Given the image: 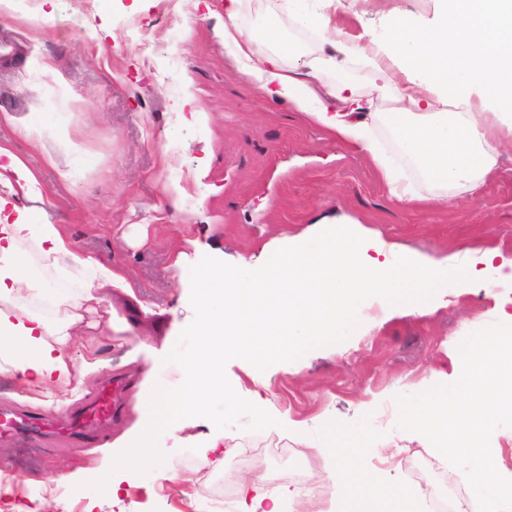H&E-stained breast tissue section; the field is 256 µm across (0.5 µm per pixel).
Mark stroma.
<instances>
[{"instance_id":"1","label":"stroma","mask_w":512,"mask_h":512,"mask_svg":"<svg viewBox=\"0 0 512 512\" xmlns=\"http://www.w3.org/2000/svg\"><path fill=\"white\" fill-rule=\"evenodd\" d=\"M394 8L422 24L434 17L433 0H341L336 18L354 35L366 27L379 32ZM238 21L252 31L273 25L295 39L287 66L321 58L318 93L343 80L374 111L396 108L394 89H381L369 65L339 69L324 61L321 42L304 36L286 0H241ZM223 31L217 0L0 4V147L37 179L28 195L0 186V198L33 223L64 225L77 246L121 268L135 290L112 289L107 308L85 314L88 324L114 317L118 329L101 338L106 366L84 381L81 395L114 376L129 377L133 392L146 379L166 387L182 382L181 367L165 357L193 317L183 270L206 255L234 266L255 263L279 242L330 225L435 259L462 246L512 255V148L482 197L454 194L444 211L399 208L368 155L257 90L225 47ZM41 117L52 123L40 141L20 135ZM69 140L90 166L72 168ZM170 188L182 191L176 216ZM506 298L508 286L444 288L426 313L412 314L372 297L359 307L356 335L263 373L234 359L226 375L247 395L266 375L271 403L291 420L327 416L345 430L367 428L373 447L391 448L401 436L397 396L452 373L475 320L497 322ZM214 430L201 420L164 432V462L142 484L122 485L115 501L69 478L78 464L100 459L104 443L3 442L0 499L44 512L49 481L55 512H213L211 479L228 472L251 478L258 494L290 487L335 498L324 459L284 430L227 428L223 461L202 466L198 447ZM398 460L395 479L424 493L418 512H433L442 485L455 503L469 502L463 470L416 444Z\"/></svg>"}]
</instances>
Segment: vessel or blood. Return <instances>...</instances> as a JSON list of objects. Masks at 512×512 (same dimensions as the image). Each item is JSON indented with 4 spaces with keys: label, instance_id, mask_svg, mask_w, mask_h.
<instances>
[{
    "label": "vessel or blood",
    "instance_id": "b4317fda",
    "mask_svg": "<svg viewBox=\"0 0 512 512\" xmlns=\"http://www.w3.org/2000/svg\"><path fill=\"white\" fill-rule=\"evenodd\" d=\"M121 381L104 384L82 404L62 416H50L21 409H0V439H30L53 435L71 441H85L91 430L105 432L116 418L121 404Z\"/></svg>",
    "mask_w": 512,
    "mask_h": 512
}]
</instances>
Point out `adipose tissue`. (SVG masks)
<instances>
[{"instance_id":"adipose-tissue-1","label":"adipose tissue","mask_w":512,"mask_h":512,"mask_svg":"<svg viewBox=\"0 0 512 512\" xmlns=\"http://www.w3.org/2000/svg\"><path fill=\"white\" fill-rule=\"evenodd\" d=\"M240 0H224V44L231 47L257 88L288 102L347 147L368 154L398 207L425 202L447 209V195L423 196L399 177L378 148L373 125L379 115L363 111L351 87L339 89L340 106L319 98L309 84L319 60L307 64L301 80L282 59L293 47L273 28L246 32L237 22ZM297 24L335 54L337 64L357 59L384 74L398 75V109L389 128L400 152L434 184L477 194L498 166L503 142L512 143V0H434L435 20L419 24L404 11L392 12L383 35H351L326 13L311 11L308 0H290ZM275 44V53L257 51V43ZM47 266H65L81 273L85 284L71 295L48 291L55 305L70 308L56 323L17 304L31 287L32 258ZM130 291L119 271L76 248L58 224H32L26 216L0 226V373H12L19 399L47 408L66 403L73 359V331L87 312L103 303L100 286ZM316 449L337 468L355 470L354 482L337 479L338 493L370 504L406 505L414 494L381 478V465L392 463L395 451L372 447L362 432L339 434L330 419L318 424Z\"/></svg>"}]
</instances>
